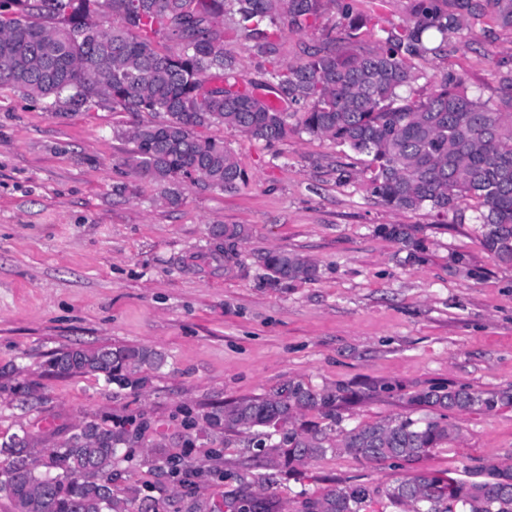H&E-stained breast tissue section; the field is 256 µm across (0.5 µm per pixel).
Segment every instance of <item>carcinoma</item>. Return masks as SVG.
Returning a JSON list of instances; mask_svg holds the SVG:
<instances>
[{
	"instance_id": "obj_1",
	"label": "carcinoma",
	"mask_w": 512,
	"mask_h": 512,
	"mask_svg": "<svg viewBox=\"0 0 512 512\" xmlns=\"http://www.w3.org/2000/svg\"><path fill=\"white\" fill-rule=\"evenodd\" d=\"M15 18L0 19V82L26 95L53 100L77 112L107 103L122 112H154L163 121L136 127L127 162L142 179L161 187L171 204L181 187L201 181L221 191L246 182V173L224 141L202 137L213 125L235 128L269 146L293 134L330 140L371 156L366 177L372 196L396 210L427 209L438 217L477 212L488 254L512 264V112L467 93L463 76L448 73L421 97L413 60L437 55L455 40L469 41L473 25L489 20L512 31V0H413L398 26L359 15L353 0H105L119 25L91 20L98 0H0ZM335 10L336 28L306 44L300 56L280 62L284 31L305 34ZM374 46L355 47L361 29ZM163 34L174 49L162 51ZM243 43L266 63V87L288 104L287 113L255 91L243 90L238 63L224 42ZM504 103L512 107V67L498 63ZM216 247L232 258L246 231L213 224ZM264 267L274 283L309 279L316 265L295 252L270 251ZM165 356L154 349L103 345L62 350L51 359L57 375H92L120 389L146 383L142 368L158 369ZM9 391L36 408L43 397L27 386ZM357 398L344 388L314 389L290 381L263 397L243 398L202 415L206 436L256 431L252 442L268 476L290 472L327 454L347 453L369 463L415 461L457 436L447 413L492 412L512 405V391L433 387L407 403L431 417L399 415L372 424L341 426L339 411ZM314 412L319 420H303ZM140 429L83 420L50 448L27 431L0 443V494L14 512H166L131 485L121 497L112 476L122 448L138 443ZM479 481L420 472L385 487L349 484L306 497L298 512H368L385 499L399 512H512V464L478 469ZM231 512H282L274 494L249 484L224 499Z\"/></svg>"
}]
</instances>
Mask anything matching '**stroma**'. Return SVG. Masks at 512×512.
<instances>
[{"label":"stroma","mask_w":512,"mask_h":512,"mask_svg":"<svg viewBox=\"0 0 512 512\" xmlns=\"http://www.w3.org/2000/svg\"><path fill=\"white\" fill-rule=\"evenodd\" d=\"M511 57L512 31L486 23L468 45L417 61L416 90L453 71L499 102L496 62ZM156 119L108 106L64 111L0 84V369L45 398L28 410L0 391V441L24 428L49 447L87 415L141 422L136 447L119 452L114 491L137 483L170 512H217L239 479L254 480V451L234 433L198 438L186 413L291 380L359 395L391 385L342 408L350 428L408 413L406 394L425 387L512 389V266L484 250L474 210L441 224L425 210L388 208L363 181L338 182L339 164L363 171L368 156L304 133L270 147L222 125L200 134L224 140L246 183L227 192L187 182L172 205L125 163V132ZM213 224L247 230L232 261L215 253ZM394 224L410 226L411 244L385 234ZM270 250L309 257L316 277L271 282ZM113 344L160 350L167 363L145 371L136 393L47 372L58 350ZM448 421L457 438L420 461L329 455L281 473L273 489L296 512L303 494L415 472L465 478L512 460V407ZM160 440L186 470L147 464Z\"/></svg>","instance_id":"1"}]
</instances>
